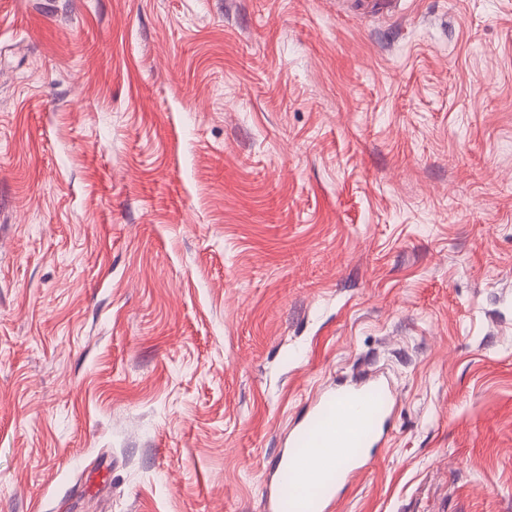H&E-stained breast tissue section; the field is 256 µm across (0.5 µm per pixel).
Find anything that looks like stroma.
<instances>
[{"instance_id":"obj_1","label":"stroma","mask_w":512,"mask_h":512,"mask_svg":"<svg viewBox=\"0 0 512 512\" xmlns=\"http://www.w3.org/2000/svg\"><path fill=\"white\" fill-rule=\"evenodd\" d=\"M512 512V0H0V512ZM387 391L376 377H368L323 393L311 410L297 423L290 437L289 451L282 452L273 488L266 497V510L272 512H328L336 494L334 484L325 487L328 474L348 477L361 473L371 463L364 454H349V448H368L379 444L378 436L385 429V415L371 434L366 435L374 419L373 396ZM305 447L299 453L295 447ZM290 488L287 497L285 488ZM331 496V497H330ZM330 497V498H329Z\"/></svg>"}]
</instances>
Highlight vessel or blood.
<instances>
[{"mask_svg": "<svg viewBox=\"0 0 512 512\" xmlns=\"http://www.w3.org/2000/svg\"><path fill=\"white\" fill-rule=\"evenodd\" d=\"M384 388L380 379L368 377L338 386L314 402L295 426L290 450L281 455L266 497L268 512H331L333 489L324 478L336 472L354 476L370 465L358 449L379 443L367 428L374 419L373 396Z\"/></svg>", "mask_w": 512, "mask_h": 512, "instance_id": "obj_1", "label": "vessel or blood"}]
</instances>
